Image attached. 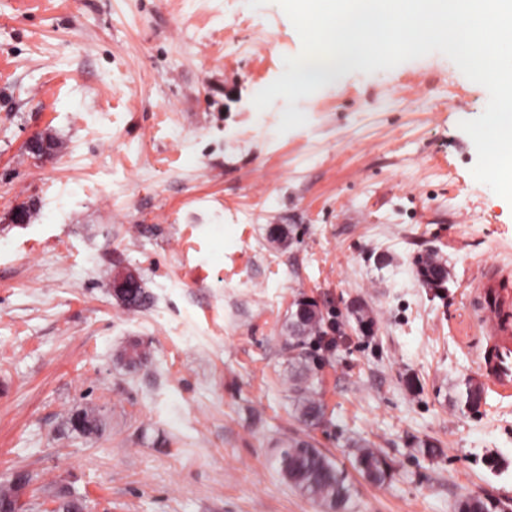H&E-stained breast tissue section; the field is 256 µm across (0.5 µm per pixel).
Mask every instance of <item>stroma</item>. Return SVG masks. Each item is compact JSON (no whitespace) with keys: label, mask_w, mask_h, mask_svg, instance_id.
I'll return each mask as SVG.
<instances>
[{"label":"stroma","mask_w":512,"mask_h":512,"mask_svg":"<svg viewBox=\"0 0 512 512\" xmlns=\"http://www.w3.org/2000/svg\"><path fill=\"white\" fill-rule=\"evenodd\" d=\"M301 51L276 0H0V482L31 475L26 512L63 489L89 512H326L280 472L297 434L344 470L349 512L512 506V397L488 384L468 411L453 389L482 341L467 286L512 269V203L460 127L488 92L434 52L346 74L282 134L284 100L252 99ZM40 134L61 149L30 153ZM427 254L446 288L419 278ZM125 269L135 310L106 276ZM301 298L343 330L310 349L313 426L288 380ZM127 282L131 288H127ZM110 288L113 295H115L120 300H123L124 288L126 289L124 302L127 308H137L146 302L147 294L142 287L138 277L132 274L128 275L127 281L124 278H119L112 281ZM118 359L129 369L139 370L151 363V354L146 345L134 339L123 346L117 355ZM364 448L358 455V465L361 470L373 481H384L389 470L386 460L374 449L369 448L365 443L360 446Z\"/></svg>","instance_id":"stroma-1"}]
</instances>
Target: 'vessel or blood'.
<instances>
[{
    "label": "vessel or blood",
    "mask_w": 512,
    "mask_h": 512,
    "mask_svg": "<svg viewBox=\"0 0 512 512\" xmlns=\"http://www.w3.org/2000/svg\"><path fill=\"white\" fill-rule=\"evenodd\" d=\"M486 338L475 354L480 375L504 397L512 396V276L484 273L471 296Z\"/></svg>",
    "instance_id": "1"
}]
</instances>
